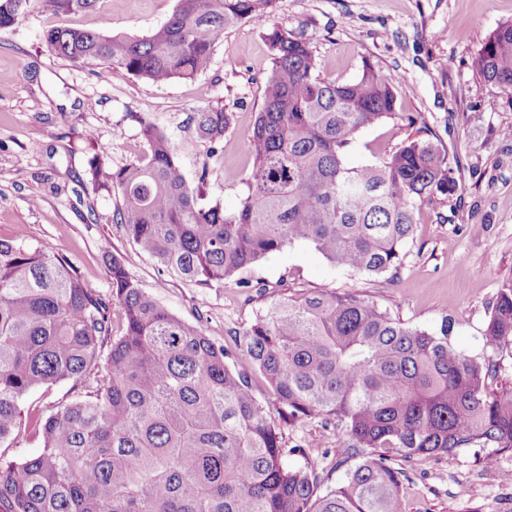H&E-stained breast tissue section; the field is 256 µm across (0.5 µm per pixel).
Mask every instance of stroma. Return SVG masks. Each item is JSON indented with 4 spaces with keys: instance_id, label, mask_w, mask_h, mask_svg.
Segmentation results:
<instances>
[{
    "instance_id": "stroma-1",
    "label": "stroma",
    "mask_w": 512,
    "mask_h": 512,
    "mask_svg": "<svg viewBox=\"0 0 512 512\" xmlns=\"http://www.w3.org/2000/svg\"><path fill=\"white\" fill-rule=\"evenodd\" d=\"M177 0H112L72 16L31 9L0 31V238L66 255L86 285L109 294L107 264L125 259L130 276L176 316L203 321L207 335L233 347L283 290L334 288L356 293L404 323L424 329L453 322L455 348L495 356L498 384L512 386V356L483 341L491 306L512 279V97L480 78L471 60L488 35L512 20V0H279L264 21L225 30L205 71L192 80L154 83L114 78L103 65L71 61L42 42L56 26L141 34L165 21ZM302 35L323 77L353 80L363 60L399 77L400 116L359 131L345 161L359 167L429 131L445 149L458 182L447 203L421 206L397 275L363 276L331 266L296 242L253 264L240 283L199 288L161 273L138 254L114 218L116 197L93 192L91 164L118 169L146 147L132 113L149 118L178 149L189 184L208 179V197L237 208L253 161L246 133L263 106L272 28ZM234 114L224 150L210 154L196 137L195 112ZM416 116L408 124V116ZM292 466L309 463L322 489L343 478L336 431L312 418L283 426ZM404 512H512V450L466 448L405 463Z\"/></svg>"
}]
</instances>
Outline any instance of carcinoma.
Returning <instances> with one entry per match:
<instances>
[{
	"label": "carcinoma",
	"instance_id": "carcinoma-1",
	"mask_svg": "<svg viewBox=\"0 0 512 512\" xmlns=\"http://www.w3.org/2000/svg\"><path fill=\"white\" fill-rule=\"evenodd\" d=\"M33 0H0V30ZM58 15L101 0H40ZM277 0H177L142 36L53 27L43 40L69 60L105 65L119 78L193 79L226 28L269 18ZM264 101L247 134L253 168L234 211L190 185L169 138L138 117L143 157L90 169L93 188L116 193L115 217L140 254L202 288H222L294 242L333 266L397 274L423 204L458 188L448 152L414 139L378 162L349 168L356 133L398 116L394 79L363 61L346 82L320 76L299 34H267ZM485 82L512 96V21L472 60ZM234 113H195L198 138L224 149ZM111 295L87 287L69 259L0 239V445L30 429L41 451L0 457V512H402L408 479L392 463L512 450V390H495L497 364L462 355L453 325H405L377 304L333 288L283 293L256 314L235 351L201 322L169 312L108 266ZM486 347L512 348V279L499 289ZM236 360L241 367L229 364ZM263 377L280 420L254 392ZM72 382L74 399L44 417L23 412L31 391ZM320 418L336 430L349 465L321 492L310 464L291 467L280 422Z\"/></svg>",
	"mask_w": 512,
	"mask_h": 512
}]
</instances>
